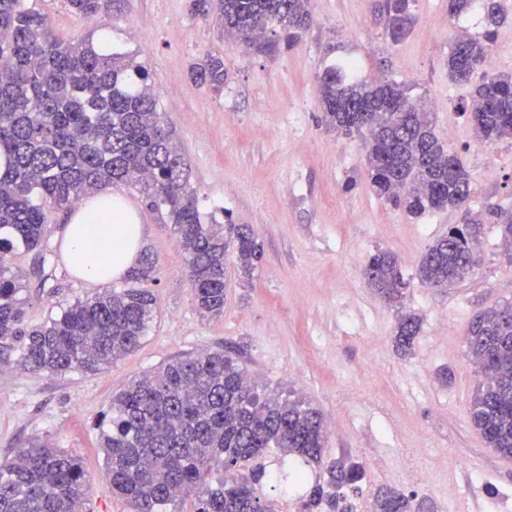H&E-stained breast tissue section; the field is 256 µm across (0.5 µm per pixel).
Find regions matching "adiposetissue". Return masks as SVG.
<instances>
[{"label":"adipose tissue","instance_id":"1","mask_svg":"<svg viewBox=\"0 0 512 512\" xmlns=\"http://www.w3.org/2000/svg\"><path fill=\"white\" fill-rule=\"evenodd\" d=\"M113 223L77 212L69 224L68 251L83 261V276L92 283L116 279L133 265L140 245V226L125 212L113 210Z\"/></svg>","mask_w":512,"mask_h":512}]
</instances>
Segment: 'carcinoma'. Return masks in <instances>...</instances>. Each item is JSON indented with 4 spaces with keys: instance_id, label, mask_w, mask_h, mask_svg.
<instances>
[{
    "instance_id": "carcinoma-1",
    "label": "carcinoma",
    "mask_w": 512,
    "mask_h": 512,
    "mask_svg": "<svg viewBox=\"0 0 512 512\" xmlns=\"http://www.w3.org/2000/svg\"><path fill=\"white\" fill-rule=\"evenodd\" d=\"M416 0H384V36L393 44L412 30ZM311 0H190L189 10L212 16L224 36L257 52L292 48L312 21ZM76 16L93 20L100 0H67ZM478 10L484 28L461 30L448 54V79L466 83L484 71L462 110L476 141L512 139V74L487 67L503 20L498 3L448 0V15ZM195 82L224 89V59L211 56L194 67ZM324 125L364 136L369 186L376 196L410 216L462 208L471 181L457 154L434 134L430 112L413 102L405 84L385 76L362 78L359 63L345 58L317 76ZM0 356L15 354L28 372L96 373L141 344L154 319L149 288L157 261L145 251L120 287L104 288L61 307L47 321L27 317L25 275L14 266L16 251L42 250L47 215L99 191L137 190L151 210L165 212L190 272L191 292L207 316L224 313L228 278H250L261 250L247 224L204 221L189 166L164 124L150 74L121 52L90 40L61 41L27 0H0ZM506 242L512 214L494 211ZM478 224H459L423 254L418 280L451 288L468 278ZM369 285L389 304L403 305L410 287L389 251L372 254L363 268ZM420 328L414 313L397 321L395 344L406 355ZM483 376L470 407L471 422L488 447L512 458V316L505 308L480 311L465 336ZM112 494L131 512H161L183 489L194 512H263L257 485L272 480L262 464L269 449L322 468L301 512H354L343 492L357 493L362 465L327 458L320 412L302 400L260 394L241 355L231 349L175 358L132 379L112 396L110 414L97 422ZM214 473L222 474L210 481ZM91 490L74 456L38 438L16 458L0 463V512H87ZM374 512H427L424 502L392 489L380 490Z\"/></svg>"
}]
</instances>
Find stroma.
<instances>
[{
	"label": "stroma",
	"instance_id": "stroma-1",
	"mask_svg": "<svg viewBox=\"0 0 512 512\" xmlns=\"http://www.w3.org/2000/svg\"><path fill=\"white\" fill-rule=\"evenodd\" d=\"M188 4L103 0L98 17L86 21L64 0L32 2L58 38L111 35L113 50L150 71L202 211L221 208L234 223L251 225L263 258L251 279H230L222 316H202L165 213L148 209L133 188L119 189L144 247L158 257L155 317L135 352L95 374L45 376L0 357V462L31 438L48 441L80 461L91 482L87 512H130L104 478L96 420L134 377L185 353L227 347L241 352L259 392L301 398L320 411L330 457L363 464L358 512H369L382 486L415 494L433 512H512V460L488 448L471 423L481 375L464 340L477 311L512 304V255L490 216L512 212V141L482 154L471 149L461 105L472 88L448 79L458 26L448 0H417L416 24L397 44L383 37L380 0H313L310 29L293 49L272 54L241 49ZM212 55L223 57L227 72L218 93L191 77ZM339 57L356 58L363 76L405 83L412 100L429 106L436 135L470 175L467 212L413 219L372 192L361 138L337 135L321 121L316 76ZM467 213L483 223L474 274L447 290L415 281L427 246ZM71 216L68 209L48 214L58 291H40L29 279L31 323L96 290L68 266ZM379 250L395 253L412 280L405 309L421 328L405 356L394 342L396 309L362 274ZM443 456L468 465L435 467Z\"/></svg>",
	"mask_w": 512,
	"mask_h": 512
}]
</instances>
